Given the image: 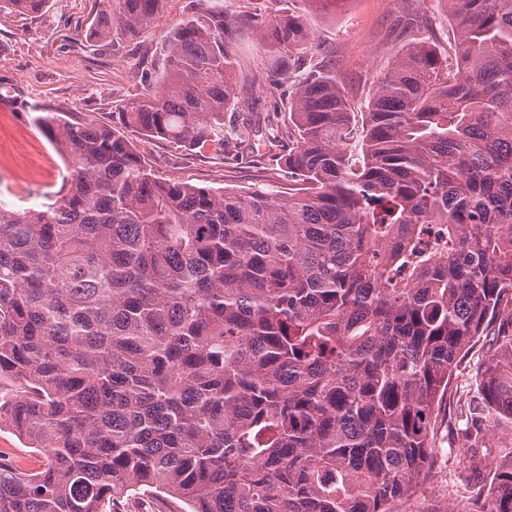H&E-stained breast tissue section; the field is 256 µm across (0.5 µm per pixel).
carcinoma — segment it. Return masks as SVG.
<instances>
[{
	"label": "carcinoma",
	"mask_w": 512,
	"mask_h": 512,
	"mask_svg": "<svg viewBox=\"0 0 512 512\" xmlns=\"http://www.w3.org/2000/svg\"><path fill=\"white\" fill-rule=\"evenodd\" d=\"M103 2L92 36L110 42L163 0ZM344 2L260 26L268 84L288 85V125L264 140H288L285 192L163 180L122 131L34 111L67 166L41 207H0V429L44 460L21 472L0 453V512H114L131 491L184 512H405L436 476L449 383L512 312V0H446L456 72L427 42L402 47L355 167L349 99L309 21ZM240 24L185 19L121 127L252 148L259 128L224 132ZM495 340L479 390L512 427V331ZM484 467L472 512H512V448Z\"/></svg>",
	"instance_id": "obj_1"
}]
</instances>
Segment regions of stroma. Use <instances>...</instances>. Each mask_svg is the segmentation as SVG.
<instances>
[{
	"label": "stroma",
	"mask_w": 512,
	"mask_h": 512,
	"mask_svg": "<svg viewBox=\"0 0 512 512\" xmlns=\"http://www.w3.org/2000/svg\"><path fill=\"white\" fill-rule=\"evenodd\" d=\"M243 23L233 45L237 77L253 85L258 111L286 110L287 96L267 89L272 59L254 23L287 10L293 0H222ZM199 7L197 0H166L150 28L134 41L111 45L91 42L90 26L99 0H49L41 14L0 13V204L37 208L56 192L65 163L31 122V108L68 112L77 118L118 125V105L141 88L143 77L162 67L169 34ZM318 52L335 60L346 87L354 126H361L372 82L385 72L404 45L422 40L448 48L453 41L442 0H346L337 11L312 21ZM155 173L213 188H249L289 184L281 162L287 147L259 151L231 161L214 151L189 153L162 141L143 144ZM492 336L469 349L450 383L451 400L437 426L440 474L426 483L409 512H470L469 488L482 479L460 440L467 427L483 429L487 440L512 448V428L497 425L478 391L480 369L495 353Z\"/></svg>",
	"instance_id": "stroma-1"
}]
</instances>
